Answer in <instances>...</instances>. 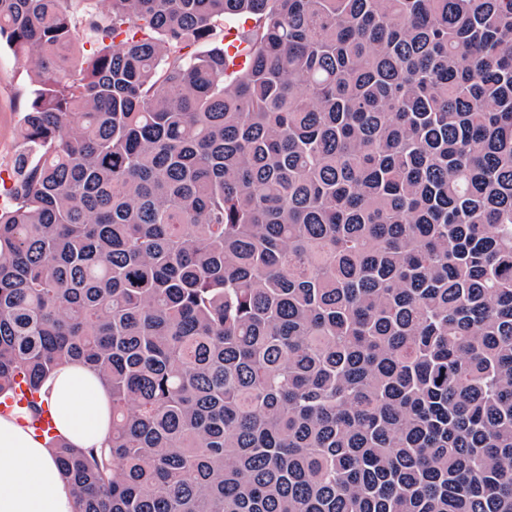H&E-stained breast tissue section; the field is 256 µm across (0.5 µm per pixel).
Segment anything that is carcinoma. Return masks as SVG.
Listing matches in <instances>:
<instances>
[{
    "instance_id": "1",
    "label": "carcinoma",
    "mask_w": 512,
    "mask_h": 512,
    "mask_svg": "<svg viewBox=\"0 0 512 512\" xmlns=\"http://www.w3.org/2000/svg\"><path fill=\"white\" fill-rule=\"evenodd\" d=\"M68 2L0 0V398L110 388L78 512H512V0ZM225 33L224 44L231 43L228 46V55L233 58L228 67V72H231L243 66L248 50H244L246 46L245 43H240V41L237 40L238 31L233 24H228ZM34 88L30 70L0 40V170L9 169L22 149L20 129Z\"/></svg>"
}]
</instances>
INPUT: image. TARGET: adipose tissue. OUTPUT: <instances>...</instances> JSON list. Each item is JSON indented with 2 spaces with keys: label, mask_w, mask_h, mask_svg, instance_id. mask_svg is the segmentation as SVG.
I'll list each match as a JSON object with an SVG mask.
<instances>
[{
  "label": "adipose tissue",
  "mask_w": 512,
  "mask_h": 512,
  "mask_svg": "<svg viewBox=\"0 0 512 512\" xmlns=\"http://www.w3.org/2000/svg\"><path fill=\"white\" fill-rule=\"evenodd\" d=\"M56 432L80 448L105 447L112 426V395L88 365L58 367L42 393ZM72 482L45 441L18 417L0 416V512H75Z\"/></svg>",
  "instance_id": "obj_1"
}]
</instances>
